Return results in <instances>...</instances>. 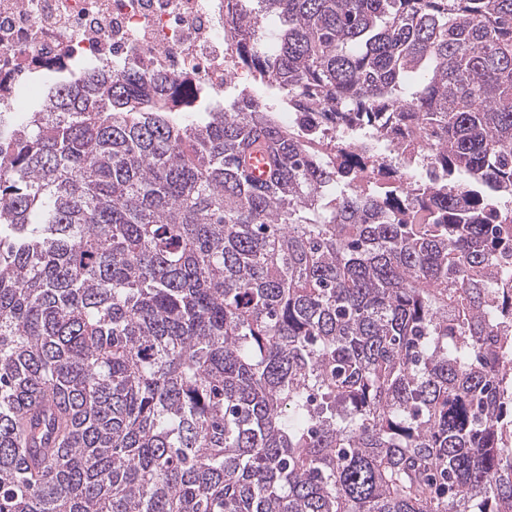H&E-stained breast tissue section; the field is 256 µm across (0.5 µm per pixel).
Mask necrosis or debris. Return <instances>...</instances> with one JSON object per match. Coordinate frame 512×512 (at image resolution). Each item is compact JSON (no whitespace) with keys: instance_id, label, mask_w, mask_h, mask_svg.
I'll list each match as a JSON object with an SVG mask.
<instances>
[{"instance_id":"1","label":"necrosis or debris","mask_w":512,"mask_h":512,"mask_svg":"<svg viewBox=\"0 0 512 512\" xmlns=\"http://www.w3.org/2000/svg\"><path fill=\"white\" fill-rule=\"evenodd\" d=\"M222 0H0V109L19 76L77 57L147 74L233 84Z\"/></svg>"}]
</instances>
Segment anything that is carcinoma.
<instances>
[{
    "mask_svg": "<svg viewBox=\"0 0 512 512\" xmlns=\"http://www.w3.org/2000/svg\"><path fill=\"white\" fill-rule=\"evenodd\" d=\"M224 29L268 95L77 63L0 112V512H512V0ZM410 123L396 193L348 141L415 171Z\"/></svg>",
    "mask_w": 512,
    "mask_h": 512,
    "instance_id": "1",
    "label": "carcinoma"
}]
</instances>
